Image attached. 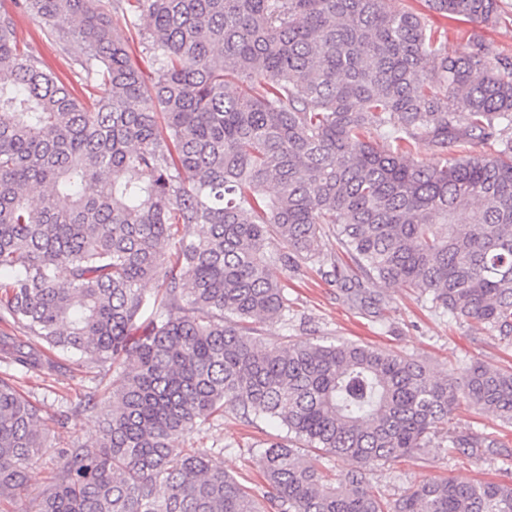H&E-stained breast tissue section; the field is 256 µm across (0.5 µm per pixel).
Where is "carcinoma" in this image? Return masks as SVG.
<instances>
[{"label": "carcinoma", "mask_w": 512, "mask_h": 512, "mask_svg": "<svg viewBox=\"0 0 512 512\" xmlns=\"http://www.w3.org/2000/svg\"><path fill=\"white\" fill-rule=\"evenodd\" d=\"M426 2L480 26L507 14L504 0ZM11 3L76 44L90 91L27 54L0 8V314L117 372L107 401L74 405L100 410L99 435L61 452L25 512H512V483L423 480L388 500L366 480L439 438L494 447L448 425L462 399L512 424V367L441 379L395 351L257 329L290 322L269 265L335 245L351 264L321 276L367 312L396 284L512 336V60L476 33L450 54L392 0H135L147 76L111 33L125 0ZM161 273L153 300L142 284ZM9 364L63 368L24 344ZM226 409L287 431L258 445L265 504L212 449L184 447ZM44 439L0 377V512ZM307 448L355 468L333 485Z\"/></svg>", "instance_id": "1"}]
</instances>
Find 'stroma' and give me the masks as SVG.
I'll return each mask as SVG.
<instances>
[{"instance_id": "1", "label": "stroma", "mask_w": 512, "mask_h": 512, "mask_svg": "<svg viewBox=\"0 0 512 512\" xmlns=\"http://www.w3.org/2000/svg\"><path fill=\"white\" fill-rule=\"evenodd\" d=\"M395 4L427 14L431 23L445 31L449 51L462 49L468 34L478 31L512 57L511 20L495 27L477 28L430 12L425 0H395ZM13 19L16 34L25 43L29 55L42 61L75 90L84 89L86 74L75 62V47L65 48L47 38L40 19L32 15L17 13ZM270 274L284 285L294 319L287 326L279 322L260 324L266 342L276 344L292 338L327 344L339 338L349 339L399 352L442 378L461 377L464 368L475 360L499 367L512 366V337L505 338L483 326L456 321L435 311L428 299L410 290L393 285L385 287L387 303L378 315L372 316L360 305L347 301L336 284L322 278L316 261L300 262L294 270L274 265ZM8 373L5 363L0 362V377ZM12 376L18 391L37 403L47 428L46 447L41 459L30 469L22 493L23 498L29 499L48 482L61 449L90 440L98 432L97 411L70 413L63 426L58 423L62 411H68L69 405L85 393L111 392L114 374L70 362L56 372H17ZM451 425L459 432L492 437L496 446L491 450L433 447L398 458L368 472L372 489L393 499L423 479L512 482L511 425L464 402L456 406ZM285 436L286 431L278 421L265 419L249 424L236 412L228 411L213 424L197 428L186 445L213 449L214 464L235 475L260 497L267 492L263 481L264 462L252 445Z\"/></svg>"}]
</instances>
